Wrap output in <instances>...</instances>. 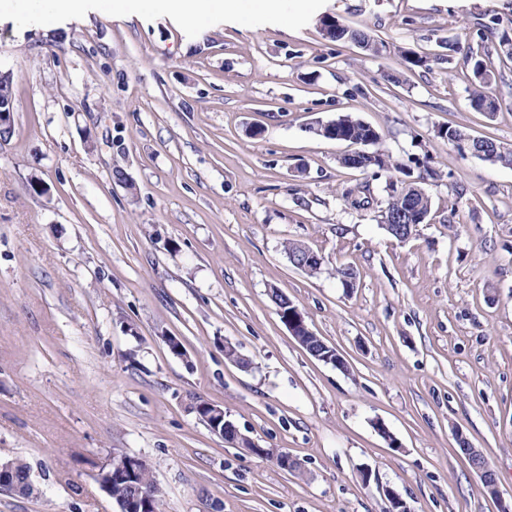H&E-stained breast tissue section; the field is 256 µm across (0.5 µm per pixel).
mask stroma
I'll return each mask as SVG.
<instances>
[{
	"label": "stroma",
	"mask_w": 512,
	"mask_h": 512,
	"mask_svg": "<svg viewBox=\"0 0 512 512\" xmlns=\"http://www.w3.org/2000/svg\"><path fill=\"white\" fill-rule=\"evenodd\" d=\"M20 2L0 0L15 99L0 144V458L23 459L36 491L0 489V512H117L97 474L121 453L146 461L164 512H385V485L410 512L512 508V168L438 134L512 147V59L490 57V116L447 48L479 32L495 46L512 0H239L193 26L159 0L123 17L89 0L53 23L17 22ZM326 14L387 51L329 41ZM404 48L428 66L407 69ZM343 113L398 162L443 169L410 239L378 222L385 180L308 132ZM360 183L369 205L345 207ZM288 239L323 256L320 275L289 262ZM275 288L344 368L290 335ZM200 399L296 470L213 434ZM459 443L463 448L466 457L471 461L472 466L481 478L484 487L493 495L497 494L496 481L493 473L485 464V458L480 450L472 448L466 438H459Z\"/></svg>",
	"instance_id": "obj_1"
}]
</instances>
